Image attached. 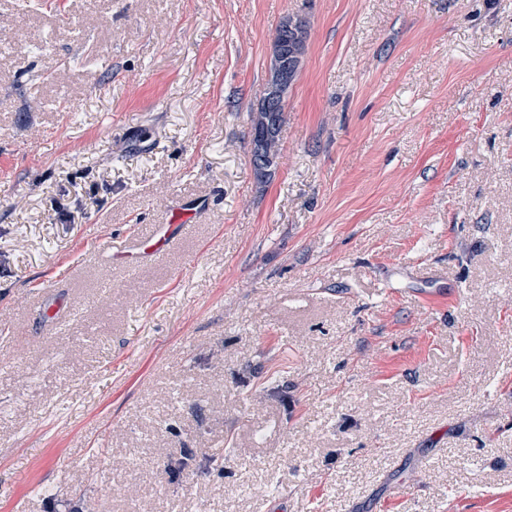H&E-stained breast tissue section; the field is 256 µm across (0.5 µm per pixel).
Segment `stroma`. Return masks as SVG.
<instances>
[{
	"mask_svg": "<svg viewBox=\"0 0 512 512\" xmlns=\"http://www.w3.org/2000/svg\"><path fill=\"white\" fill-rule=\"evenodd\" d=\"M1 40L0 512H512V0H0ZM296 16V17H295ZM300 18L298 15L286 17L276 30V38L280 41L283 40L288 44V54L285 58V63L288 69L294 73L296 79L300 67L297 69L298 59L295 60L293 56V47L300 49V57L303 58L306 50V39H307V27L308 22L303 18H300V25L295 23L296 18ZM273 42L270 59L277 60L282 57V45L281 42ZM287 99V98H286ZM286 99L282 101L279 106L281 112H263L256 108L249 114V121L251 125L252 139H251V159L250 162L253 167L254 175L259 184H264L272 175V168L276 163L279 153L280 133L286 121L285 117V104ZM272 127L273 132L268 136L261 139H254V131ZM260 154L265 157L268 165L265 167H258L253 157ZM193 211L191 208H181L179 217L172 221L173 224H157L149 238L129 242L121 251L116 252L112 247H107L112 249V259L120 263L133 264L142 251L154 253L158 259L176 238L177 232L171 227L179 225L182 228L184 224L190 223Z\"/></svg>",
	"mask_w": 512,
	"mask_h": 512,
	"instance_id": "obj_1",
	"label": "stroma"
}]
</instances>
